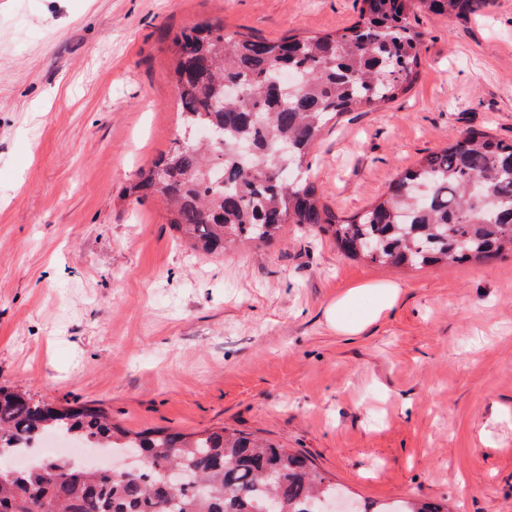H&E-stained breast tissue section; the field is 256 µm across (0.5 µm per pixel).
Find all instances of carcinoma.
Listing matches in <instances>:
<instances>
[{"mask_svg":"<svg viewBox=\"0 0 512 512\" xmlns=\"http://www.w3.org/2000/svg\"><path fill=\"white\" fill-rule=\"evenodd\" d=\"M492 3L360 0L356 20L334 34L277 40L229 34L209 20L181 31L171 46L181 127L218 129L224 145L176 140L139 172L131 194L160 200L178 239L202 255L268 243L292 224L328 235L352 258L392 267L512 254V140L467 131L348 217L324 201L309 174L332 120L409 91L426 38L419 13L464 21ZM285 72L299 82L284 95L272 82ZM284 142L300 174L288 182L273 156ZM474 179L485 198L468 193ZM49 433L130 451L139 469L90 471L57 456L29 469L12 464ZM339 491L304 456L244 432L132 431L101 408L54 407L0 386V512H323ZM364 512L443 510L412 498L373 502Z\"/></svg>","mask_w":512,"mask_h":512,"instance_id":"1","label":"carcinoma"}]
</instances>
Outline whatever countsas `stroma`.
<instances>
[{
	"mask_svg": "<svg viewBox=\"0 0 512 512\" xmlns=\"http://www.w3.org/2000/svg\"><path fill=\"white\" fill-rule=\"evenodd\" d=\"M357 0H0V385L133 430L226 427L306 456L366 502L512 512V256L421 269L294 231L203 257L128 188L181 137L170 42L216 20L333 33ZM407 94L344 115L311 175L355 214L467 131L512 139V0L423 14ZM397 285L353 336L346 289ZM364 294H372L374 303L365 309L363 318L351 320L347 317V309L356 303ZM399 297V288L390 284H375L351 288L336 299L329 309V317L336 332L344 335H355L367 325L373 323L389 309Z\"/></svg>",
	"mask_w": 512,
	"mask_h": 512,
	"instance_id": "obj_1",
	"label": "stroma"
}]
</instances>
